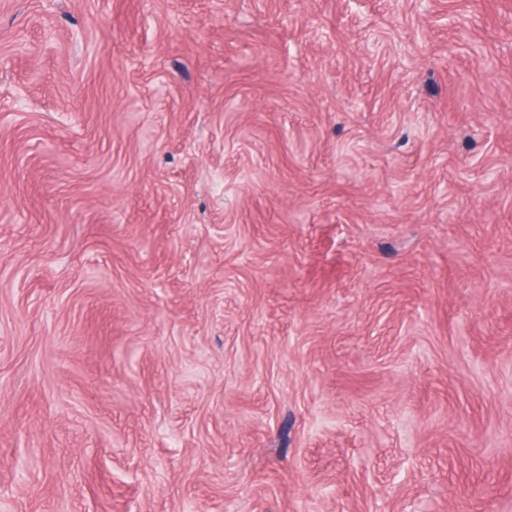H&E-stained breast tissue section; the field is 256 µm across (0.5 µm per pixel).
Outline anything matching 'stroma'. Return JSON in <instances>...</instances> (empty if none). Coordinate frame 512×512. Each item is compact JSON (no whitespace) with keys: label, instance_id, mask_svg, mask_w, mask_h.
<instances>
[{"label":"stroma","instance_id":"1","mask_svg":"<svg viewBox=\"0 0 512 512\" xmlns=\"http://www.w3.org/2000/svg\"><path fill=\"white\" fill-rule=\"evenodd\" d=\"M0 512H512V0H0Z\"/></svg>","mask_w":512,"mask_h":512}]
</instances>
